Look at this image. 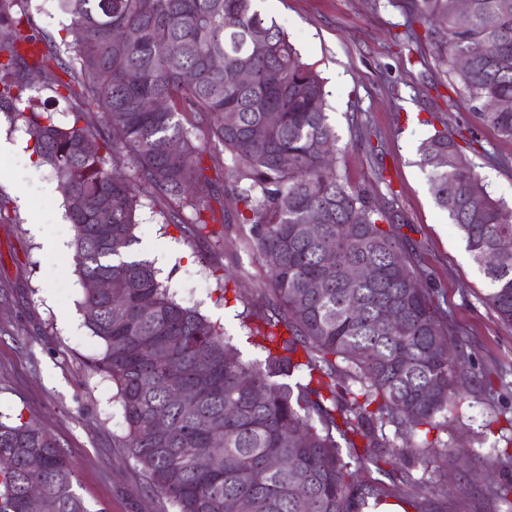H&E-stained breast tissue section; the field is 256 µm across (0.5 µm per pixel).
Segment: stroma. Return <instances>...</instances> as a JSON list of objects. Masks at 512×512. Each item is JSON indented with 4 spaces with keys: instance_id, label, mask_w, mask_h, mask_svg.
Returning <instances> with one entry per match:
<instances>
[{
    "instance_id": "35a3bbf8",
    "label": "stroma",
    "mask_w": 512,
    "mask_h": 512,
    "mask_svg": "<svg viewBox=\"0 0 512 512\" xmlns=\"http://www.w3.org/2000/svg\"><path fill=\"white\" fill-rule=\"evenodd\" d=\"M323 79L338 139L337 169L354 188L397 215L407 255L423 270L433 303L467 345L463 378L489 373L493 393L471 388L449 411L441 434L449 446L424 473L420 492L433 512H497L471 472L487 469L512 418V329L484 302V279L446 211L436 204L418 164L430 125L469 132L464 152L488 191L512 209V139L482 124L456 84L448 57L410 37L400 0H258ZM0 415L50 433L79 478L91 512H172L145 489L140 468L116 442L122 419L111 380L90 362L102 346L83 324L82 286L74 271V229L58 183L40 163L21 122L0 112ZM202 162L215 186L206 220L211 232L162 223L169 201L144 210L139 258L153 261L178 300L223 325L245 358L256 350L240 326L235 301H224L217 275L233 270L242 295L264 286L255 253L224 194L229 156L209 145Z\"/></svg>"
}]
</instances>
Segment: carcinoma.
Wrapping results in <instances>:
<instances>
[{"instance_id": "obj_1", "label": "carcinoma", "mask_w": 512, "mask_h": 512, "mask_svg": "<svg viewBox=\"0 0 512 512\" xmlns=\"http://www.w3.org/2000/svg\"><path fill=\"white\" fill-rule=\"evenodd\" d=\"M56 3L70 19L66 61L22 53L53 36L39 31L30 0H0V27L9 31L0 44V110L23 122L59 183L85 326L103 347L91 366L112 380L124 426L118 447L152 494L175 512H365L388 491L356 479L351 466L363 461L390 465L398 489L417 487L411 469H427L437 449H448L426 435L445 429L448 411L468 392L457 370L462 341L449 334L391 218L337 173L320 75L256 0ZM401 6L449 60L469 55L468 69L453 70L457 82L483 124L512 139V0H470L462 31L454 0ZM115 27L126 39H112ZM172 44L178 51L168 50ZM214 56L224 68L212 67ZM226 68L258 77L275 69L281 78L231 88ZM29 71L51 98L68 101L70 122L26 95ZM157 98L166 111L149 110ZM226 110L236 113L232 126ZM93 112L104 114L107 129L87 122ZM202 138L230 155L225 193L242 205L238 215L268 285L259 303L234 292L261 352L254 361L197 308L178 302L153 262L133 255L147 196L176 204L160 212L162 223L208 229L213 190ZM462 139L434 130L420 144V164L484 278V301L512 328V253L497 250L512 236V212L478 179ZM88 141L94 150H84ZM102 213L111 220L106 229ZM344 224L353 225L347 236ZM362 264L377 276L352 280ZM98 278L112 280V296L89 291ZM386 309L398 319H384ZM407 433L425 437L397 447L394 439ZM497 471L512 472V454L496 455L490 471L471 479L512 512V483H493ZM33 483L44 490L40 512H90L56 440L29 422L0 420V512H26Z\"/></svg>"}]
</instances>
